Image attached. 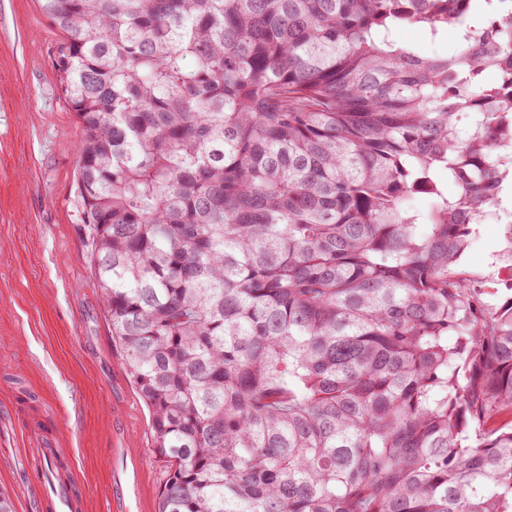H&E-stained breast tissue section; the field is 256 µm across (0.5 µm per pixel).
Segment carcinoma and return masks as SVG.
Here are the masks:
<instances>
[{
    "label": "carcinoma",
    "instance_id": "cac0c4a2",
    "mask_svg": "<svg viewBox=\"0 0 512 512\" xmlns=\"http://www.w3.org/2000/svg\"><path fill=\"white\" fill-rule=\"evenodd\" d=\"M38 3L158 512H512V0ZM454 31L448 28L441 39L431 41L423 32L416 29H403L398 33V38L404 42L416 44L424 55L432 56L448 50V46L454 43ZM499 223L496 209L486 210L478 223L477 242L465 256L468 268L486 280L503 278L512 265V253L506 251L504 224Z\"/></svg>",
    "mask_w": 512,
    "mask_h": 512
}]
</instances>
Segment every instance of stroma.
Instances as JSON below:
<instances>
[{"instance_id": "obj_1", "label": "stroma", "mask_w": 512, "mask_h": 512, "mask_svg": "<svg viewBox=\"0 0 512 512\" xmlns=\"http://www.w3.org/2000/svg\"><path fill=\"white\" fill-rule=\"evenodd\" d=\"M58 37L37 0H0V489L15 512H32L24 438L36 430L69 453L83 512H110L114 448L142 464L133 512H157L165 461L88 268L81 130L50 57ZM465 262L502 278L512 265L503 225H479Z\"/></svg>"}]
</instances>
